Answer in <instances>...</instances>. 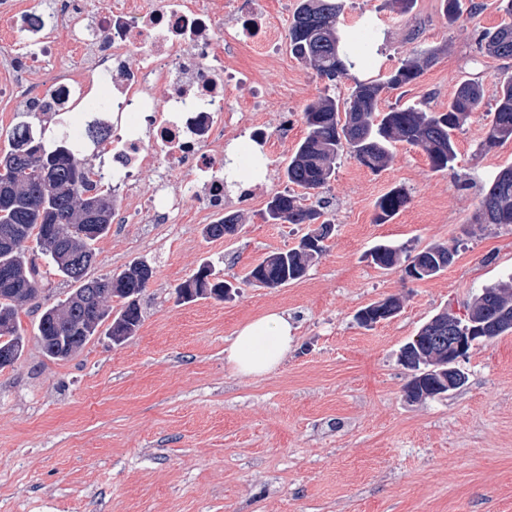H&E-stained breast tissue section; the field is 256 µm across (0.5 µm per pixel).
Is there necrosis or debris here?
I'll return each instance as SVG.
<instances>
[{
    "mask_svg": "<svg viewBox=\"0 0 512 512\" xmlns=\"http://www.w3.org/2000/svg\"><path fill=\"white\" fill-rule=\"evenodd\" d=\"M0 22L24 35L27 53L18 80L31 78L57 43L71 41L84 78L63 75L50 89L30 86L26 106L77 112L63 136L81 144L89 127L111 129L97 144L116 186H136L145 172L158 174L144 198L151 223L180 217L184 202L170 197V175L192 172L193 201L209 209L224 204L218 162L228 131L224 125V44L216 37L211 0H110L90 9L87 0H50L48 12L20 10L0 0ZM138 53L139 64L129 56Z\"/></svg>",
    "mask_w": 512,
    "mask_h": 512,
    "instance_id": "necrosis-or-debris-1",
    "label": "necrosis or debris"
}]
</instances>
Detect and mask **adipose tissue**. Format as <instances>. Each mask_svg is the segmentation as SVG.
Wrapping results in <instances>:
<instances>
[{"instance_id":"adipose-tissue-1","label":"adipose tissue","mask_w":512,"mask_h":512,"mask_svg":"<svg viewBox=\"0 0 512 512\" xmlns=\"http://www.w3.org/2000/svg\"><path fill=\"white\" fill-rule=\"evenodd\" d=\"M293 343V325L287 315L270 312L243 325L225 357L238 373L263 375L281 364Z\"/></svg>"}]
</instances>
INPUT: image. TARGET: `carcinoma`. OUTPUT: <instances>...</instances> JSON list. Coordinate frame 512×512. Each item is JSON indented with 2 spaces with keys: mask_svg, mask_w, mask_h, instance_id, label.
Instances as JSON below:
<instances>
[{
  "mask_svg": "<svg viewBox=\"0 0 512 512\" xmlns=\"http://www.w3.org/2000/svg\"><path fill=\"white\" fill-rule=\"evenodd\" d=\"M448 21L454 22L466 12L475 16L481 4L469 0H442ZM507 19L477 35L481 54L512 58V0H500ZM344 9L343 0H298L288 28V48L297 60L309 65L317 74L336 86L350 82L348 97L342 101L324 94L308 103L303 119L308 129L284 168L288 183L305 190L323 188L330 180L336 159L347 149L360 165L374 173L387 168L391 147L406 142L424 152L432 169L451 168L456 158L454 132L461 129L483 106L484 88L479 82L462 80L441 112L419 107L378 109L382 96L416 81L423 67L434 60L438 49L415 51L393 70L374 80H361L355 74L378 39V30L370 29L364 46H355L349 35L338 27ZM512 140V75L497 84L494 108L486 113L480 150L487 152ZM90 166L77 161L74 152L61 142L52 150L34 137L30 128L15 132L13 147L0 154V184L9 183L13 190L0 201V271L11 273L10 284L0 283V353L22 356L25 348L19 312L40 291V273L34 260L27 256L26 242L35 238L36 246L57 273L76 288L45 306L39 305L38 342L45 356L64 361L71 358L92 337L104 332L112 343L120 345L134 336L142 322L139 296L153 277L144 261L105 278H89L95 261L94 244L111 229L116 200L101 190L90 176ZM409 201L400 186L392 187L375 203V222L391 221ZM327 202L307 206L302 197L277 193L267 202L265 219L274 224H305L308 230L297 246L263 258L246 273L245 281L256 287L276 288L302 278L308 266L326 250V241L334 224L326 218ZM105 217L96 222L97 230L83 234V227L94 214ZM238 223L229 214L206 225L205 233L213 239L227 234V226ZM474 223L495 226L512 225V166L498 171L483 192L474 214ZM406 248L378 245L370 253L372 262L390 269L406 261L405 274L414 280L435 277L455 259L456 250L444 243L425 247L415 255L403 256ZM209 264L176 287L178 300L189 303L198 299L226 297L232 284L211 281ZM118 307H112V301ZM399 298L390 296L371 303L356 314L361 322H379L397 315ZM471 320L453 325L448 315L437 314L425 323L410 341L402 346L416 358L427 375H414L415 382L406 398L419 401L434 383H444L439 375L448 360V343L463 328L479 336L477 327L499 317L507 325L486 335L495 338L512 331V277L485 288L468 303Z\"/></svg>",
  "mask_w": 512,
  "mask_h": 512,
  "instance_id": "1",
  "label": "carcinoma"
}]
</instances>
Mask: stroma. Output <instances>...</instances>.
Returning a JSON list of instances; mask_svg holds the SVG:
<instances>
[{"label": "stroma", "mask_w": 512, "mask_h": 512, "mask_svg": "<svg viewBox=\"0 0 512 512\" xmlns=\"http://www.w3.org/2000/svg\"><path fill=\"white\" fill-rule=\"evenodd\" d=\"M477 18L449 21L441 0H416L406 14L386 0H344L348 29L378 28L364 77L421 48L436 59L412 85L383 96L379 108L417 104L441 111L460 79H476L493 106L508 62L479 53L476 30L498 25L499 0H482ZM224 33L243 23L259 31L246 53L224 46L230 78L232 146L267 139L264 181L224 197L239 215L233 234L205 236L213 216L191 204L170 224H115L96 244L90 277L145 261L153 277L142 294L143 321L122 345L97 336L70 359L47 358L36 317L20 311L25 350L0 368V512H512V332L472 349L459 390L408 401L397 356L443 310L463 311L473 294L512 274V225L473 223L481 189L512 165V141L489 153L478 144L483 114L456 131L452 169L397 144L378 173L342 153L324 188L306 204L330 203L336 225L323 256L304 277L278 288L246 283L264 257L294 247L303 230L264 217L277 193L295 192L281 173L307 134L305 105L322 94L343 99L288 50L297 0H214ZM31 126L46 147L59 119L22 112L0 98V153L14 129ZM402 186L407 206L374 221V203ZM434 243L457 246L451 265L414 281L402 267L378 268L369 253L391 244L409 253ZM210 264L232 282L230 299L178 301L175 288ZM389 296L398 314L374 326L355 313ZM295 322L284 362L262 377L237 374L224 350L245 322L271 311Z\"/></svg>", "instance_id": "1"}]
</instances>
